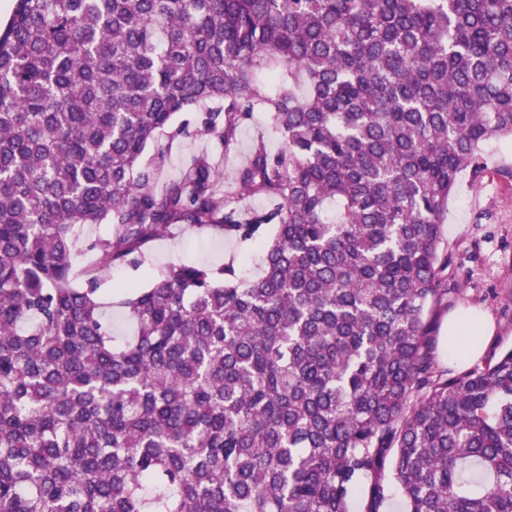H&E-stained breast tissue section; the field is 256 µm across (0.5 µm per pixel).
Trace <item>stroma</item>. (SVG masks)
<instances>
[{"mask_svg": "<svg viewBox=\"0 0 512 512\" xmlns=\"http://www.w3.org/2000/svg\"><path fill=\"white\" fill-rule=\"evenodd\" d=\"M267 115L238 135L235 151L224 156L225 171H232L249 156L258 139H265L270 149L279 140L269 134ZM213 141L189 136L171 141L162 172V180L178 177L191 158L199 153H215ZM489 170L481 181L462 173L448 201L444 222V247L448 252V304L439 308L434 322V338L448 333V315L468 307L484 311L496 330L485 349V360L496 359L512 348V139L503 137L484 147ZM248 256V274L260 271V252L241 243L236 237L218 235L185 225L172 226L151 241L148 260L140 268L127 265L113 267L106 287L116 289L128 283L146 285L153 271L181 263L218 266Z\"/></svg>", "mask_w": 512, "mask_h": 512, "instance_id": "35a3bbf8", "label": "stroma"}]
</instances>
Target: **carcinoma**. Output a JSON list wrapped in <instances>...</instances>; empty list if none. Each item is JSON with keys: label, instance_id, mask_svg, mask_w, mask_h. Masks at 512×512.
Wrapping results in <instances>:
<instances>
[{"label": "carcinoma", "instance_id": "cac0c4a2", "mask_svg": "<svg viewBox=\"0 0 512 512\" xmlns=\"http://www.w3.org/2000/svg\"><path fill=\"white\" fill-rule=\"evenodd\" d=\"M182 112L226 152L264 112L281 146L159 192L143 155ZM505 136L512 0H15L0 512H512V349L440 371L430 319L448 198ZM173 224L260 245L261 274L170 265L106 301Z\"/></svg>", "mask_w": 512, "mask_h": 512}]
</instances>
